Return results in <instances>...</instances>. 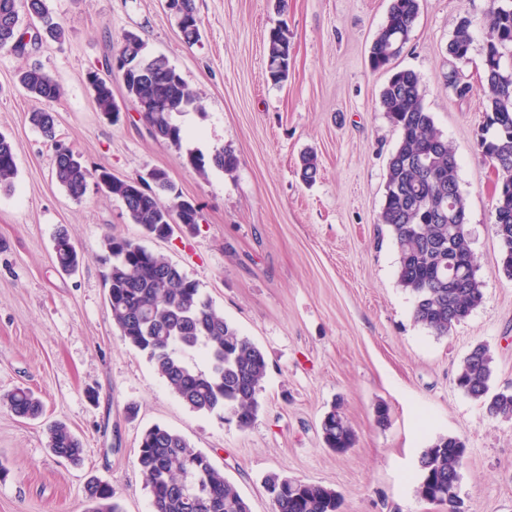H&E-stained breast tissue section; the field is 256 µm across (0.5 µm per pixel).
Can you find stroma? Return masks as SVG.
I'll list each match as a JSON object with an SVG mask.
<instances>
[{
    "label": "stroma",
    "instance_id": "obj_1",
    "mask_svg": "<svg viewBox=\"0 0 512 512\" xmlns=\"http://www.w3.org/2000/svg\"><path fill=\"white\" fill-rule=\"evenodd\" d=\"M201 37L185 44L166 0H47L64 31L24 57L0 51V133L16 147L17 177L0 192V398L31 388L43 418L23 421L0 402V512H85L84 486L109 483L124 512H152L135 457L156 425L182 435L223 469L251 512H272L268 474L335 489L343 512H448L415 494L418 457L438 438L467 446L457 489L461 512H512V418L491 417L455 384L470 349L495 360L492 391H512V280L501 259L492 201L495 174L478 148L483 121L484 31L489 0H420L396 64L416 72L423 103L459 164L466 221L484 300L445 336L413 318L397 281L398 255L379 222L388 161L398 138L379 105L387 70L368 55L390 0H195ZM473 43L459 68L470 86L447 88L448 44L462 18ZM284 21L290 77L266 79V37ZM164 55L202 101L182 114L181 146L153 141L120 79L112 94L119 121L97 110L88 72L106 63L124 33ZM61 86L54 102L19 85L23 64ZM55 116L59 140L89 169L118 177L165 169L183 199L200 207L194 233L143 239L119 199L89 185L71 198L53 176L54 148L28 119ZM231 149L233 174L199 172L188 153ZM313 151L318 174L301 177ZM67 228L82 257L76 271L53 259V236ZM144 241L178 264L240 333L262 349L268 371L250 428L231 416L190 409L145 355L112 323L100 261L105 235ZM341 404L356 444L339 456L320 423ZM388 418L378 422L377 405ZM62 421L82 440L80 465L54 456L46 426Z\"/></svg>",
    "mask_w": 512,
    "mask_h": 512
}]
</instances>
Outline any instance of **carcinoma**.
<instances>
[{"instance_id":"carcinoma-1","label":"carcinoma","mask_w":512,"mask_h":512,"mask_svg":"<svg viewBox=\"0 0 512 512\" xmlns=\"http://www.w3.org/2000/svg\"><path fill=\"white\" fill-rule=\"evenodd\" d=\"M173 13L185 43L200 37V20L195 0H171ZM40 23V39L60 42L64 29L53 21L46 0H0V50L25 54L20 45V11ZM419 14V0H390L385 24L375 35L369 64L384 69L400 55ZM481 25L486 32L481 82L484 88V121L490 134L479 142L483 159L497 175L492 207L494 223L503 225L508 245L501 250L498 273L512 280V79L503 78L502 63L512 58V0H491ZM472 20L459 23L448 44L455 61L467 59L472 44ZM266 77L274 85L287 81L291 43L286 23L267 34ZM115 56L130 57L145 64L129 69L121 81L156 142L181 146L183 130L177 117L200 111L202 105L180 73L163 55H149L143 40L125 33ZM22 88L32 97L54 101L61 88L39 66L19 72ZM87 82L93 101L106 118L119 111L111 82L93 71ZM380 106L399 131L390 156L384 186L380 223L386 225L398 252L399 285L414 298V319L437 336L448 334L480 306L483 282L466 233V202L459 191L458 162L454 150L434 127L423 105L418 75L410 69L393 71L380 93ZM30 123L54 141L56 182L78 200L89 181L120 199L131 222L141 226L143 235L158 237L173 227L193 233L202 221L200 210L183 209L169 174L155 169L149 190H141L135 178H114L106 168L88 169L80 155L60 148L55 135L53 113L38 111ZM213 166L227 174L238 166L230 149L212 155ZM17 176L13 141L0 133V190L14 187ZM453 209H448V199ZM54 240L63 246L54 252L56 265L65 272L76 270L80 255L69 247L63 229ZM107 300L112 322L122 340L144 354L172 392L189 408L203 413L229 412L244 430L255 421L261 408L260 391L268 364L263 351L224 319L200 284L165 256L148 250L134 240L109 235L102 241ZM456 257L455 283L448 286V254ZM199 353L205 360L200 368L192 362ZM495 366L489 347L475 345L456 372V386L481 402L492 416L512 418V392H490ZM10 411L21 419H35L43 412L42 401L27 388L18 387L5 396ZM326 447L343 455L356 444V434L347 416L334 406L320 425ZM51 452L73 463L81 461L83 444L61 421L47 428ZM467 448L458 437H441L423 449L418 458L417 497L426 502L448 505L457 512L456 500L448 490L459 484L460 469ZM153 512H251L248 503L224 477L210 456L193 447L183 436L164 427L146 430L136 456ZM273 512H341L343 500L332 488L277 473L265 477ZM89 507L85 512H123L114 499L112 486L93 479L85 487Z\"/></svg>"}]
</instances>
